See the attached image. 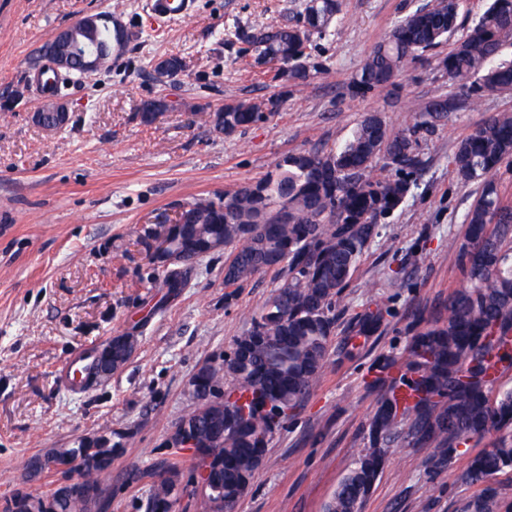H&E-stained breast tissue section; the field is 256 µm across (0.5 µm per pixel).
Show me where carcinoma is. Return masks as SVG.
<instances>
[{"label":"carcinoma","instance_id":"cac0c4a2","mask_svg":"<svg viewBox=\"0 0 512 512\" xmlns=\"http://www.w3.org/2000/svg\"><path fill=\"white\" fill-rule=\"evenodd\" d=\"M338 10V0H318L305 7L295 25L244 32V52L253 50L277 62L274 79L304 85L320 65L310 62L309 39L299 31L325 33ZM458 18L457 0H433L397 20L352 78L351 94L364 97L394 84L409 64L448 41ZM111 39L103 22L80 37L94 43L105 60L111 55ZM511 39L512 0H491L472 33L438 58L460 95L423 102L413 123L397 131L369 112L337 150L288 152L255 182L180 205V223L167 226L166 232L169 248L182 253L183 262L166 265L151 231L144 230L140 244L152 265L151 280L169 294L185 287L202 257L226 247L231 248L224 266L226 288H240L257 274L288 263L289 278L235 342L241 355L228 371L235 388L249 399L186 415L198 436L193 470L203 467L207 455L223 458L220 465L211 463L209 473L211 482L223 489V498H236L252 479L254 449L268 447L274 410L284 421L313 392L335 331L333 309L377 225L410 191L412 176L423 165L421 135L448 113L463 109L476 85L490 93L512 90V63L497 61ZM279 101L273 96L227 103L213 112V130L231 135L263 123ZM168 110L164 98L148 101L140 109L141 121L151 124ZM511 159V112L492 116L458 143L453 155L457 175L481 184L464 219L466 243L448 239V250L460 257L467 286L450 294L445 312L434 321L417 318L416 334L406 348V372L378 396L369 447L340 481L325 512H362L389 457L399 452L388 443L399 437L408 448L434 445L441 465L460 456V447L491 433L490 446L470 456L458 478L478 488L463 512H498L495 479L512 471V389L493 394L491 388L497 375L512 370V202L504 200L489 175ZM383 321L381 308L365 309L352 328L351 348H360L359 339H368ZM401 426L407 431L399 432ZM64 452L81 459L87 485L102 486L105 468L90 461L83 441ZM21 497L49 503V510L36 512H72L70 503L51 491Z\"/></svg>","mask_w":512,"mask_h":512}]
</instances>
